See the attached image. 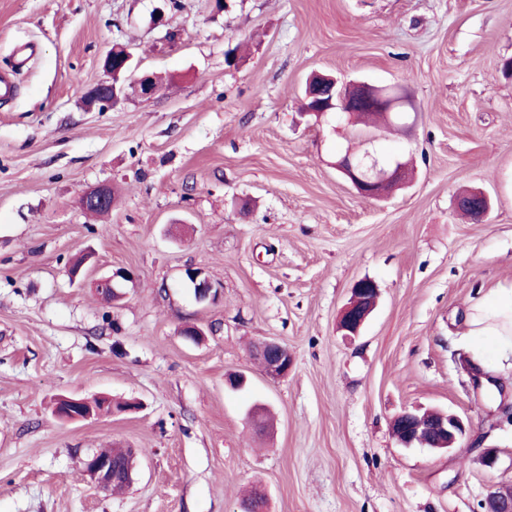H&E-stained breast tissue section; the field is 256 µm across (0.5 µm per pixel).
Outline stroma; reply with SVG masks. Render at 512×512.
I'll use <instances>...</instances> for the list:
<instances>
[{"label": "stroma", "mask_w": 512, "mask_h": 512, "mask_svg": "<svg viewBox=\"0 0 512 512\" xmlns=\"http://www.w3.org/2000/svg\"><path fill=\"white\" fill-rule=\"evenodd\" d=\"M215 2L0 0V512H241L258 487L264 512H481L512 490V367L493 395L463 365H501L464 315L512 288V0ZM116 45L162 83L86 105ZM315 72L398 87L414 110L378 131L302 115ZM370 147L414 167L383 202L336 169ZM101 185L111 211H83ZM464 187L491 195L484 222L455 210ZM121 267L138 279L105 302L95 283ZM365 276L380 301L350 339L338 320ZM260 340L288 347L287 377L253 359ZM63 396L142 408L66 422ZM416 406L469 439L399 447L391 420ZM115 445L137 466L110 494L83 463ZM186 278L194 286V296L198 301H214L219 294V289L205 276L200 269L188 268L185 271Z\"/></svg>", "instance_id": "obj_1"}]
</instances>
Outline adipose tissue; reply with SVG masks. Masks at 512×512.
Masks as SVG:
<instances>
[{"mask_svg":"<svg viewBox=\"0 0 512 512\" xmlns=\"http://www.w3.org/2000/svg\"><path fill=\"white\" fill-rule=\"evenodd\" d=\"M467 325L469 335L512 353V289H490L486 300L471 308Z\"/></svg>","mask_w":512,"mask_h":512,"instance_id":"ef3b65f1","label":"adipose tissue"}]
</instances>
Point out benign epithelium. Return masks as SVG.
<instances>
[{"label": "benign epithelium", "mask_w": 512, "mask_h": 512, "mask_svg": "<svg viewBox=\"0 0 512 512\" xmlns=\"http://www.w3.org/2000/svg\"><path fill=\"white\" fill-rule=\"evenodd\" d=\"M131 60L129 54L121 57L109 54L104 62L107 78L97 84L90 98L98 103L110 104L118 99L120 90L112 83V75L120 72ZM328 87L327 99L306 110L309 115L322 117L323 114L339 109L353 111L355 103L378 110L386 115L405 107L408 101L402 92L392 87L376 86L367 82L344 83L333 76H321ZM336 168L352 184L357 193L369 200H381L390 190L406 182L408 172L401 163H392L380 159L375 153L367 151L359 157L345 155L336 162ZM112 190L99 186L85 191L79 199L84 210H97L107 213L111 210ZM457 210L468 209L477 221L485 220L491 212L490 197L482 190H473L454 199ZM186 278L194 286V296L198 301L215 300L219 289L199 269L188 268ZM136 280L129 269L120 268L112 274L101 277L96 285L110 288L118 293L121 288ZM352 296L341 312L339 328L347 336H357L366 319L375 309L379 296L376 281L370 277L356 280L351 288ZM253 356L259 362L265 374L271 378H283L293 367V357L288 347L276 341H262L253 349ZM60 416L68 420H83L89 412L83 407V401L73 399L68 406L59 411ZM393 435L404 448L420 445L435 451H450L468 433L464 421L456 414L439 409L402 410L392 422ZM84 471L99 489L103 490L112 483V461L99 454L84 461ZM483 512H512V494L503 490H491L483 503Z\"/></svg>", "instance_id": "obj_1"}]
</instances>
